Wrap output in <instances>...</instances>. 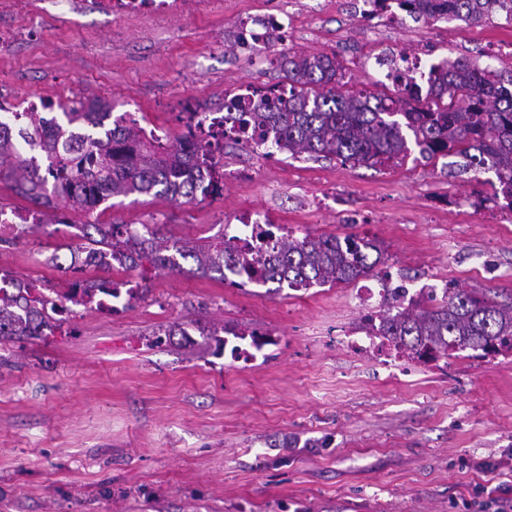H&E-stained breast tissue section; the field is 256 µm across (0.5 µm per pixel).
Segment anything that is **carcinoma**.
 I'll use <instances>...</instances> for the list:
<instances>
[{"label": "carcinoma", "instance_id": "carcinoma-1", "mask_svg": "<svg viewBox=\"0 0 512 512\" xmlns=\"http://www.w3.org/2000/svg\"><path fill=\"white\" fill-rule=\"evenodd\" d=\"M512 0H394L415 20L481 21L495 6ZM284 78L258 97L243 124L263 133L262 142L292 158H336L344 164L374 168L402 165L410 155L407 135L426 159L450 153L467 159L475 173L493 172L494 198L512 209V69H478L464 57L432 67L430 89L419 96L399 89L394 95L347 87L336 56L281 51L269 59ZM61 116L13 112L27 124L12 133L0 120V180L11 181L14 193L33 206L39 226L58 224V205L92 214L97 197L164 196L172 202L208 195L211 176L190 136L170 141L144 140L136 120L112 118L102 99L73 97L58 102ZM82 252L103 271L112 264L157 270L194 271L222 281L226 272L260 271L261 283L293 290L350 282L375 270L382 251L369 239L347 235L298 239L288 234L268 238L251 251L224 240L169 244L158 230L140 231L133 224H91ZM0 288V339L43 336L56 304L68 294L34 283ZM119 284L105 278L85 282V303L96 296L116 297ZM378 320L379 332L405 347L437 356L473 349L496 353L512 349V297L493 301L477 289L444 292L440 303L388 307Z\"/></svg>", "mask_w": 512, "mask_h": 512}]
</instances>
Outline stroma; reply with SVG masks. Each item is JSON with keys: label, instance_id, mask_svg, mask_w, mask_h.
Segmentation results:
<instances>
[{"label": "stroma", "instance_id": "1", "mask_svg": "<svg viewBox=\"0 0 512 512\" xmlns=\"http://www.w3.org/2000/svg\"><path fill=\"white\" fill-rule=\"evenodd\" d=\"M264 15L285 24L271 51L335 56L359 89L393 92L375 59L394 49L512 67L497 8L478 23L402 12L368 24L356 0H178L161 17L28 0L0 14V94L103 98L175 137L186 102L219 112L280 82L237 42ZM463 163L415 152L390 170L354 168L228 140L222 196L113 199L100 221L154 225L173 242L218 239L227 217L261 213L297 238L377 240L383 258L369 276L298 291L115 268L109 279L141 286L129 305H74L50 336L0 340V512H512V350L387 363L350 344L388 288L512 294V209L492 201L493 173ZM67 217L0 229V270L54 288L99 278L71 264L88 218ZM176 324L184 335L155 340ZM211 326L228 348L201 336ZM253 331L268 344L233 357Z\"/></svg>", "mask_w": 512, "mask_h": 512}]
</instances>
